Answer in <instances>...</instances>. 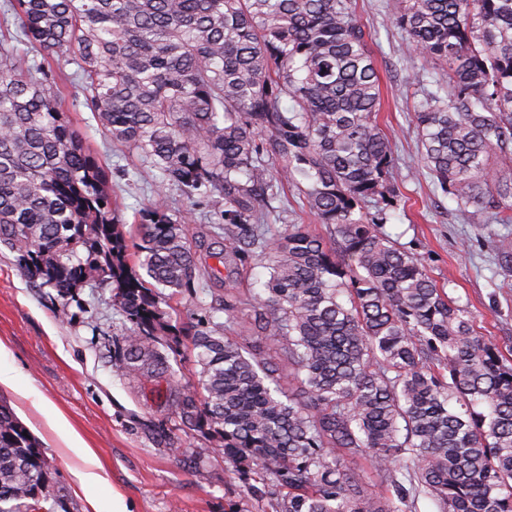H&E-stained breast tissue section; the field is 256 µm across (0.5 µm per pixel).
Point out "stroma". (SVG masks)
<instances>
[{"label": "stroma", "mask_w": 512, "mask_h": 512, "mask_svg": "<svg viewBox=\"0 0 512 512\" xmlns=\"http://www.w3.org/2000/svg\"><path fill=\"white\" fill-rule=\"evenodd\" d=\"M389 0H354L355 13L370 33L381 92L380 128L388 135L392 166L385 182V207L368 206L367 216L406 251L421 255L430 276L467 307L475 329L512 361V224L467 223L455 200L433 184L424 165L413 114L428 93L445 86L440 70L424 64L390 24ZM73 65L56 73L74 126L109 175L120 214H135L166 193L175 210H194L192 234L214 221L218 202L201 203L170 188L160 175L112 144L84 105L71 79ZM268 191L276 211L274 228L303 224L321 237L301 193L271 175ZM269 277L267 258L254 254L233 279L247 305H259ZM122 318L110 289L83 288L63 302L20 275L15 255L0 246V343L18 389L0 386L20 421L39 441L63 498L75 512H276L282 490L272 484L252 493L224 456L204 446L193 431L175 429L170 411L132 390L104 356L103 339L120 335ZM76 431L90 450L75 454L60 438ZM94 471L100 482L84 492L78 475Z\"/></svg>", "instance_id": "35a3bbf8"}]
</instances>
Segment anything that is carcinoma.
<instances>
[{
	"label": "carcinoma",
	"instance_id": "cac0c4a2",
	"mask_svg": "<svg viewBox=\"0 0 512 512\" xmlns=\"http://www.w3.org/2000/svg\"><path fill=\"white\" fill-rule=\"evenodd\" d=\"M420 58L446 68L413 121L425 167L470 224H512V0H392ZM0 22V245L57 298L108 288L129 323L105 338L129 383H166L178 426L226 468L285 491L278 512H512V364L466 307L369 221L391 164L377 68L352 0H5ZM76 65L84 105L162 183L224 200L198 260L194 213L138 215L135 253L101 162L63 109L50 57ZM293 101L292 106L284 99ZM333 241L268 235L269 170ZM269 255L266 298L232 288L190 325L198 382L160 288L218 280ZM224 314L219 321L217 314ZM274 352H266L262 341ZM0 401V512H70L41 446ZM385 485L368 491L346 461ZM352 474L360 480L362 485L368 490L381 489L384 478L377 472L365 459H354L347 464Z\"/></svg>",
	"mask_w": 512,
	"mask_h": 512
}]
</instances>
